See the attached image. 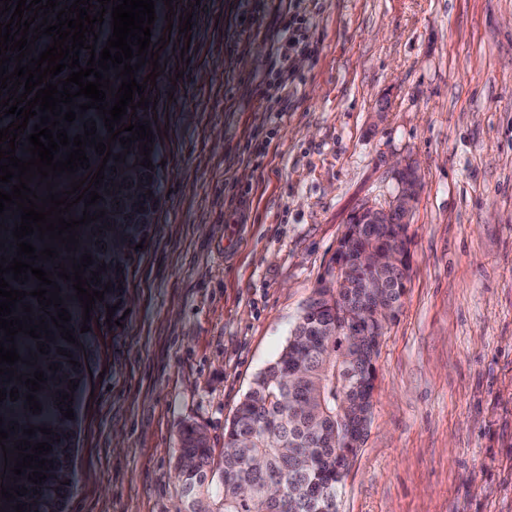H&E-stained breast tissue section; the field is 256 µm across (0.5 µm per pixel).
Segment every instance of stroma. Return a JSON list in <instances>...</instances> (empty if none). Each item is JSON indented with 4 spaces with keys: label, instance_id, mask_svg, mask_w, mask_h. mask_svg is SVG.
Listing matches in <instances>:
<instances>
[{
    "label": "stroma",
    "instance_id": "35a3bbf8",
    "mask_svg": "<svg viewBox=\"0 0 512 512\" xmlns=\"http://www.w3.org/2000/svg\"><path fill=\"white\" fill-rule=\"evenodd\" d=\"M191 15L189 47L167 12ZM310 49L278 65L289 13ZM160 204L96 329L67 512H185L353 213L411 163L412 266L339 512H512V0H159ZM237 239L226 245L229 226Z\"/></svg>",
    "mask_w": 512,
    "mask_h": 512
}]
</instances>
